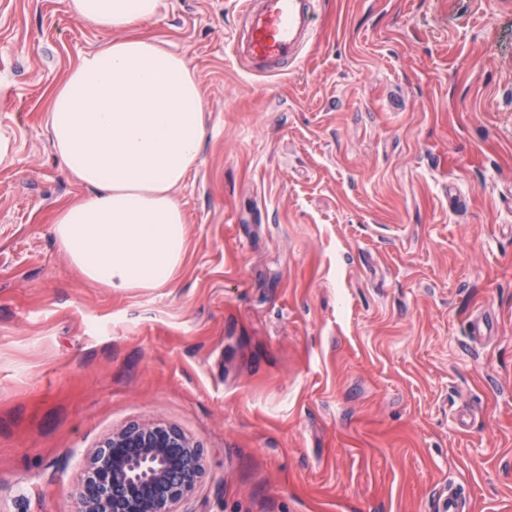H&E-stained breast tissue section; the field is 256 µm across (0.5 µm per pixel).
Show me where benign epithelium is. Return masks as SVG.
<instances>
[{"mask_svg": "<svg viewBox=\"0 0 512 512\" xmlns=\"http://www.w3.org/2000/svg\"><path fill=\"white\" fill-rule=\"evenodd\" d=\"M204 475L199 443L170 425L133 423L90 450L77 512H177Z\"/></svg>", "mask_w": 512, "mask_h": 512, "instance_id": "1", "label": "benign epithelium"}]
</instances>
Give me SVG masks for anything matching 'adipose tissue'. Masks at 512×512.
Wrapping results in <instances>:
<instances>
[{
  "mask_svg": "<svg viewBox=\"0 0 512 512\" xmlns=\"http://www.w3.org/2000/svg\"><path fill=\"white\" fill-rule=\"evenodd\" d=\"M163 0H69L70 11L118 32L80 58L51 94L56 155L89 190L52 232L86 279L112 289L173 286L188 247L175 190L197 168L203 93L187 60L142 37Z\"/></svg>",
  "mask_w": 512,
  "mask_h": 512,
  "instance_id": "adipose-tissue-1",
  "label": "adipose tissue"
}]
</instances>
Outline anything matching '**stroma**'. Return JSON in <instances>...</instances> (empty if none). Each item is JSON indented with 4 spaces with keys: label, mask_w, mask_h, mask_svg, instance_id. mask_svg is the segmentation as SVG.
I'll return each mask as SVG.
<instances>
[{
    "label": "stroma",
    "mask_w": 512,
    "mask_h": 512,
    "mask_svg": "<svg viewBox=\"0 0 512 512\" xmlns=\"http://www.w3.org/2000/svg\"><path fill=\"white\" fill-rule=\"evenodd\" d=\"M236 0L140 29L202 87L176 285L87 281L47 129L109 35L0 0V512H76L86 454L142 421L200 442L179 512H512V0H319L287 74L235 58ZM488 319L471 335L475 319Z\"/></svg>",
    "instance_id": "35a3bbf8"
}]
</instances>
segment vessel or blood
I'll return each instance as SVG.
<instances>
[{
  "instance_id": "obj_1",
  "label": "vessel or blood",
  "mask_w": 512,
  "mask_h": 512,
  "mask_svg": "<svg viewBox=\"0 0 512 512\" xmlns=\"http://www.w3.org/2000/svg\"><path fill=\"white\" fill-rule=\"evenodd\" d=\"M319 0H241L236 57L254 75H282L298 62L313 32Z\"/></svg>"
}]
</instances>
